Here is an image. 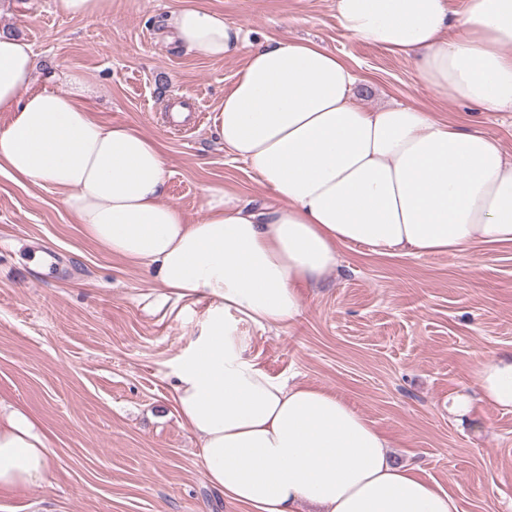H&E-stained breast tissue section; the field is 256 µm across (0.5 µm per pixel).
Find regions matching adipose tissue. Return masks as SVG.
Here are the masks:
<instances>
[{
  "mask_svg": "<svg viewBox=\"0 0 512 512\" xmlns=\"http://www.w3.org/2000/svg\"><path fill=\"white\" fill-rule=\"evenodd\" d=\"M349 36L412 62L422 82L484 111L512 109V0H335ZM189 52L244 53L218 110L225 151L273 197L253 208L223 185L204 187L203 215L188 221L163 201L166 158L157 139L106 125L79 73L69 92L34 89V55L0 32V171L18 184L59 190L85 237L141 266L164 297L208 299L214 310L174 374L172 399L198 437L209 483L246 512H460L437 483L390 457L392 443L339 395L269 375L247 353L227 314L269 329L293 325L301 291L364 245L423 257L477 243L512 244V159L478 128L462 129L417 106H357L355 71L309 41L252 44L243 26L200 6L171 11ZM512 410V350L478 360L473 402ZM42 424L0 401V492L49 483Z\"/></svg>",
  "mask_w": 512,
  "mask_h": 512,
  "instance_id": "ef3b65f1",
  "label": "adipose tissue"
}]
</instances>
